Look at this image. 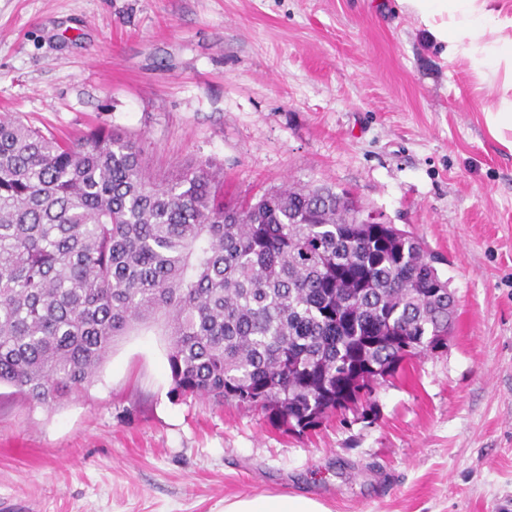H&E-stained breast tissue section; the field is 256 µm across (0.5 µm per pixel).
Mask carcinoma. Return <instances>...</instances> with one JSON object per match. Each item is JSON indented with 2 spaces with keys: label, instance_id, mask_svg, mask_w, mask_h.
<instances>
[{
  "label": "carcinoma",
  "instance_id": "carcinoma-1",
  "mask_svg": "<svg viewBox=\"0 0 512 512\" xmlns=\"http://www.w3.org/2000/svg\"><path fill=\"white\" fill-rule=\"evenodd\" d=\"M364 212L324 186L226 203L209 159L158 177L110 126L62 140L3 113L0 385L55 406L156 325L171 392L313 429L450 327L443 259Z\"/></svg>",
  "mask_w": 512,
  "mask_h": 512
}]
</instances>
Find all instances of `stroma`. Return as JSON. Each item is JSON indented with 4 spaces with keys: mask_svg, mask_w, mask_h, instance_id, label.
I'll list each match as a JSON object with an SVG mask.
<instances>
[{
    "mask_svg": "<svg viewBox=\"0 0 512 512\" xmlns=\"http://www.w3.org/2000/svg\"><path fill=\"white\" fill-rule=\"evenodd\" d=\"M503 76L444 59L396 0H0V113L56 137L106 124L159 174L227 196L348 190L445 255L448 346L303 434L171 392L168 341L118 338L53 408L0 387V512H512V152ZM484 114L489 135L512 152V99L503 98L495 109ZM224 512H330L320 501L303 495L259 494L224 501Z\"/></svg>",
    "mask_w": 512,
    "mask_h": 512,
    "instance_id": "obj_1",
    "label": "stroma"
}]
</instances>
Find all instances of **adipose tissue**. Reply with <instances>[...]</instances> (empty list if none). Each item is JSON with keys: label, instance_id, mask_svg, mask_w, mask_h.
Returning a JSON list of instances; mask_svg holds the SVG:
<instances>
[{"label": "adipose tissue", "instance_id": "ef3b65f1", "mask_svg": "<svg viewBox=\"0 0 512 512\" xmlns=\"http://www.w3.org/2000/svg\"><path fill=\"white\" fill-rule=\"evenodd\" d=\"M427 28L449 59L467 57L481 73H504L512 84V5L507 0H397ZM224 512H328L303 495L259 494L225 503Z\"/></svg>", "mask_w": 512, "mask_h": 512}]
</instances>
